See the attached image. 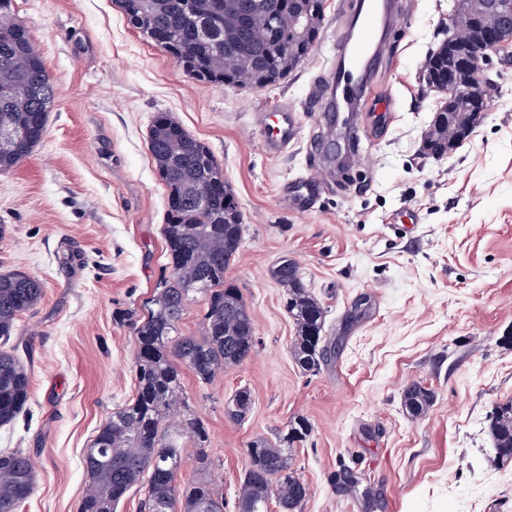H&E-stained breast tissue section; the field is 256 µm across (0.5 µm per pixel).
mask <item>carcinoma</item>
Instances as JSON below:
<instances>
[{
    "label": "carcinoma",
    "instance_id": "cac0c4a2",
    "mask_svg": "<svg viewBox=\"0 0 512 512\" xmlns=\"http://www.w3.org/2000/svg\"><path fill=\"white\" fill-rule=\"evenodd\" d=\"M0 0V173L19 167L40 143L54 101V87L25 25ZM131 25L175 56L186 76L197 82L240 88H265L286 78L310 54L324 17V0H116ZM306 17L300 33L288 15ZM428 74L448 83V43L426 59ZM476 124L460 109L450 123L436 113L425 150L448 152V143ZM148 149L167 190L162 235L172 275L156 285L146 314L134 320L136 395L103 423L84 452L88 485L79 512H115L134 488L144 489L143 512H224V494L204 479L180 483L186 436L196 448L198 470L212 466L209 433L189 409L182 368L204 384L243 363L255 345L252 318L239 289L224 272L242 242L243 215L234 192L208 147L193 138L167 112L152 121ZM287 288L285 308L297 325L295 363L306 372L325 359L326 310L306 287L296 267L278 270ZM205 296L199 336H181L178 323L196 294ZM42 297L41 284L14 270L0 274V427L11 425L29 399L28 367L11 344L19 315ZM250 394L238 391L227 413L241 418ZM413 418L425 415L432 394L417 383L403 391ZM488 431L498 457L512 461V402L496 406ZM311 432L309 422L289 421L276 441L262 440L247 451L248 463L237 497L254 512H300L308 486L292 471V447ZM36 470L22 450H0V512H17L34 491Z\"/></svg>",
    "mask_w": 512,
    "mask_h": 512
}]
</instances>
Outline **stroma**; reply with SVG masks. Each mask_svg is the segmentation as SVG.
Wrapping results in <instances>:
<instances>
[{
  "label": "stroma",
  "mask_w": 512,
  "mask_h": 512,
  "mask_svg": "<svg viewBox=\"0 0 512 512\" xmlns=\"http://www.w3.org/2000/svg\"><path fill=\"white\" fill-rule=\"evenodd\" d=\"M452 5L400 0L393 53L372 90L393 97V121L301 214L279 190L311 168L318 125L306 101L336 52L341 0H325L307 59L261 89L189 79L116 0H16L55 91L41 143L0 173V272L43 285L14 332L30 350V398L0 428V450L23 449L36 463L18 512H79L83 452L135 395V333L123 314L143 311L171 273L167 188L148 151L158 112L211 150L244 216L226 278L253 319L255 349L208 384L182 372L209 431L207 477L224 512H236L248 448L297 417L312 428L292 451L309 487L302 512H512V462L498 460L487 431L491 411L512 400V46L492 58L498 93L472 134L427 155L443 95L422 67L452 33ZM283 103L301 115L300 140L273 157L256 116ZM290 262L327 310L335 351L316 372L291 356L296 325L276 276ZM414 382L435 395L417 419L402 404ZM241 388L251 403L236 420L225 407ZM352 463L367 497L336 486Z\"/></svg>",
  "instance_id": "stroma-1"
}]
</instances>
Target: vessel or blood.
<instances>
[{"label":"vessel or blood","mask_w":512,"mask_h":512,"mask_svg":"<svg viewBox=\"0 0 512 512\" xmlns=\"http://www.w3.org/2000/svg\"><path fill=\"white\" fill-rule=\"evenodd\" d=\"M350 23L336 45V58L331 67L321 73L310 98L312 111L323 113L326 122L335 123L336 134L344 136L350 160H357L364 134L382 135L392 119L393 102H385L377 120L360 122L356 116L359 103L368 97L375 78L378 60L388 51L387 44L378 42L377 25L394 28L401 15L398 7L380 9L377 0H349ZM260 126L263 144L268 153L280 154L293 145L300 127L294 110L280 106L273 112L262 113ZM325 141L311 145L315 174L292 186L282 188L284 200L298 212L311 211L326 188L327 166L323 162Z\"/></svg>","instance_id":"1"}]
</instances>
